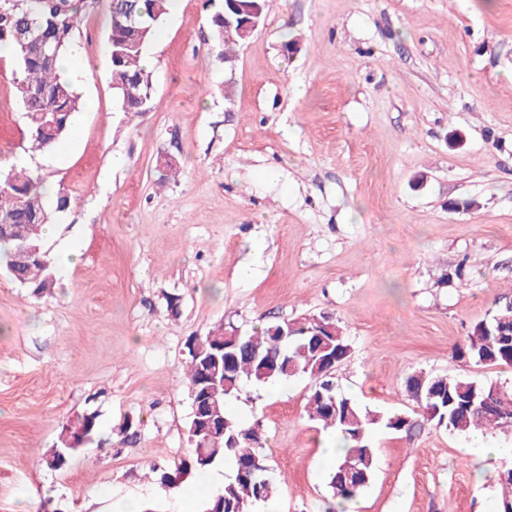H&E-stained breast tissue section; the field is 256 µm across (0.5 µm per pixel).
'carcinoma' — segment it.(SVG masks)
Returning <instances> with one entry per match:
<instances>
[{"mask_svg":"<svg viewBox=\"0 0 512 512\" xmlns=\"http://www.w3.org/2000/svg\"><path fill=\"white\" fill-rule=\"evenodd\" d=\"M110 13L108 35L111 81L121 106L128 112H140L152 96L151 74L143 66L145 52L154 25L168 13V0H106ZM60 14L48 5L34 2L39 18L40 39L20 42L18 31L22 15L0 16V43L13 47L15 61V92L21 101L28 126L31 148L45 152L69 133L80 109V96L75 85L62 74L60 57L73 42L80 7L76 0H64ZM134 8L136 25L125 18ZM214 39L224 46V60L234 58V47L244 42L239 35L224 37V11L211 17ZM72 197L64 192L49 206L44 201L40 182L23 169L11 168L0 172V268L10 278L28 288L32 295L43 297L56 285L51 260L43 245V228L53 215L68 210ZM512 316V310L500 308L486 321L476 324L454 353L476 364L512 367V338L492 336L490 331L500 317ZM287 331L289 342L279 341L281 331ZM229 330L220 323L199 337L203 346L200 355L188 351L186 377L190 394L197 400L213 398L205 375L212 372L217 381L220 413L224 431H211L200 426L197 416H191L188 428L187 456L174 465L153 466L157 484L174 489L177 484L165 481L168 474L182 471L188 475L204 474L224 463L233 462V474L223 488L203 506V512H252L259 502L268 500L273 482L267 476L262 455L263 431L257 422L243 423L226 412V400L240 396L246 384L264 385L286 381L296 376L312 380L306 404L308 417L336 431L346 443L347 451L336 460L329 487L333 498L341 502L354 501L367 488L374 469V448L368 430L382 425L394 432H409L415 421L404 414L382 417L363 409L354 399L339 391L334 372L323 371L328 356L341 364L349 358L351 344L335 320L318 315L293 320V324L272 321L259 331L241 338L232 349L230 367L224 359L214 360L210 353L224 347ZM495 385L471 376H434L419 372L412 377L410 393L421 395L417 406L422 410L436 408L429 421L451 433L472 435L488 429L512 427V391L508 399L483 403V397ZM73 455L75 449L65 447L57 439L44 457L53 470L64 467L54 462L57 452ZM503 494L500 512L512 504V474L496 475Z\"/></svg>","mask_w":512,"mask_h":512,"instance_id":"cac0c4a2","label":"carcinoma"}]
</instances>
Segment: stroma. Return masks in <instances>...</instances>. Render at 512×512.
Listing matches in <instances>:
<instances>
[{"label": "stroma", "instance_id": "obj_1", "mask_svg": "<svg viewBox=\"0 0 512 512\" xmlns=\"http://www.w3.org/2000/svg\"><path fill=\"white\" fill-rule=\"evenodd\" d=\"M222 6L180 0L158 24L141 113L112 88L104 4L83 11L74 41L90 70L73 83L94 108L61 160L29 150L0 60V170L75 199L44 242L54 294L0 274V512L24 498L117 512L132 497L200 512L195 478L175 496L151 473L189 446L188 338L320 313L351 344L340 391L418 422L372 430L354 512H492L500 489L477 481L472 437L424 419L406 384L426 371L512 389V367L453 352L512 301V0H270L229 63L211 38ZM311 387L248 384L229 403L264 432L275 491L254 512L332 501L320 458L336 435L309 420ZM87 412L96 435L47 468L62 424Z\"/></svg>", "mask_w": 512, "mask_h": 512}]
</instances>
